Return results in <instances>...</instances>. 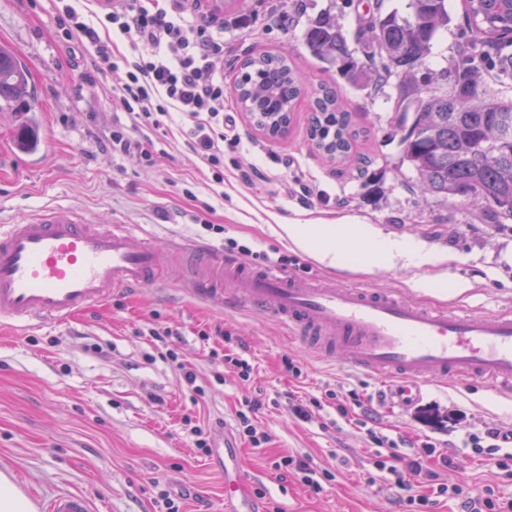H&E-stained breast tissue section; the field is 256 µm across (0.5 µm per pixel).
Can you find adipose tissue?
I'll list each match as a JSON object with an SVG mask.
<instances>
[{
  "label": "adipose tissue",
  "instance_id": "ef3b65f1",
  "mask_svg": "<svg viewBox=\"0 0 512 512\" xmlns=\"http://www.w3.org/2000/svg\"><path fill=\"white\" fill-rule=\"evenodd\" d=\"M288 239L300 249L332 257L337 245L363 238L369 254L375 258L404 257L415 265L434 263L435 255L425 252L418 243L410 239H396L381 234L363 233L353 222L336 224H299L292 222L284 225Z\"/></svg>",
  "mask_w": 512,
  "mask_h": 512
}]
</instances>
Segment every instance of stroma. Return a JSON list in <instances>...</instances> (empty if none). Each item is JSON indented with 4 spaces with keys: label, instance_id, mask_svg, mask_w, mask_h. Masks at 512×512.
Returning a JSON list of instances; mask_svg holds the SVG:
<instances>
[{
    "label": "stroma",
    "instance_id": "stroma-1",
    "mask_svg": "<svg viewBox=\"0 0 512 512\" xmlns=\"http://www.w3.org/2000/svg\"><path fill=\"white\" fill-rule=\"evenodd\" d=\"M333 3L236 0L252 22L224 32V130L237 143L224 150L219 185L176 135L161 137L141 164L113 155L108 136L120 108L112 88L124 70L93 76V48L64 36L54 0H0V44L29 72L42 142L39 154L18 158L22 118L0 111V217L55 204L85 210L100 224L141 225L163 247L177 242L156 282L115 293L65 325L0 329V468L12 469L43 497L80 492L96 512H158L165 491L179 500L180 512H224V477L195 447L184 416L197 410L204 422L231 427L244 397L271 399L288 391L320 397L333 390L345 397L357 390L370 400L385 434L447 449L449 481L476 487L491 478L486 462L463 445L465 432L512 427V399L496 397L489 384L459 390L436 383L424 388L418 407L391 409L380 381L343 361L318 358L290 340L272 316L239 304L203 303L186 290V243L221 249L232 238L239 244L235 258L246 263L284 255L287 272L297 276L398 291L427 306L512 312V222L482 224L475 218L478 203L419 192L402 158L392 101L336 80L357 133L342 165L312 145L310 98L295 102L288 132L278 139L258 130L239 107L235 78L243 61L261 52L290 54L308 86L334 80L301 36L307 17ZM245 172L251 183L242 182ZM294 218L311 224L346 218L362 229L414 240L440 260L425 266L401 257L380 260L355 243L331 265L280 237L281 224ZM208 222L223 225V233L205 230ZM153 324L178 329L177 362L157 354L147 333ZM226 335L248 348L249 382L211 363V350ZM287 358L295 373L285 371ZM181 364L204 388L200 400L181 383ZM257 417L271 443L244 448L241 459L252 484L265 487V498L254 501L261 512L276 506L284 512H397L390 493L367 483L360 431L335 408H325L319 426L271 407ZM288 452L310 456L333 473L332 485L315 496L295 480L279 479L268 460Z\"/></svg>",
    "mask_w": 512,
    "mask_h": 512
}]
</instances>
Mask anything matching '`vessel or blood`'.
Listing matches in <instances>:
<instances>
[{
  "instance_id": "obj_1",
  "label": "vessel or blood",
  "mask_w": 512,
  "mask_h": 512,
  "mask_svg": "<svg viewBox=\"0 0 512 512\" xmlns=\"http://www.w3.org/2000/svg\"><path fill=\"white\" fill-rule=\"evenodd\" d=\"M188 277L198 299L270 309L294 339L330 360L380 381L398 380L405 401L442 380L465 388L491 383L512 397V313L429 309L394 291L342 288L285 273L273 265L243 263L192 247ZM135 224H93L76 209L42 207L28 219L0 225V323L28 328L66 323L109 302L121 289L151 283L163 263ZM210 466L224 476V501L233 512H256L245 491L250 474L238 447L218 440ZM38 512H93L89 497L61 493L39 502Z\"/></svg>"
}]
</instances>
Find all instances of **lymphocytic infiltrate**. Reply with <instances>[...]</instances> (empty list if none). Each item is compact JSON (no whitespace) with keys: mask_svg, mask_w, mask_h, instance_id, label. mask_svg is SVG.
<instances>
[{"mask_svg":"<svg viewBox=\"0 0 512 512\" xmlns=\"http://www.w3.org/2000/svg\"><path fill=\"white\" fill-rule=\"evenodd\" d=\"M101 26L125 36L131 56H116L97 29L71 6H64L60 25L66 37L80 35L94 47L97 73L125 67L124 81L112 89V97L124 111L109 138L113 153L136 162L150 160L154 135L164 129L170 111L183 117L180 129L188 148L212 172L215 183L224 173V80L214 61L224 52V24L205 19L192 0H112L100 11ZM340 417L349 414L348 400L329 392L326 398L285 396L282 406L308 424L319 422L325 404ZM361 439L371 448L372 468L367 481L394 492L401 512H433L443 501H458L461 512H512V496L500 481L476 489L449 483L442 472L452 464L447 451L426 442L411 453L399 451L398 442L360 423ZM278 476H295L319 493L331 483L332 474L314 468L309 460L292 455L271 460Z\"/></svg>","mask_w":512,"mask_h":512,"instance_id":"1","label":"lymphocytic infiltrate"}]
</instances>
